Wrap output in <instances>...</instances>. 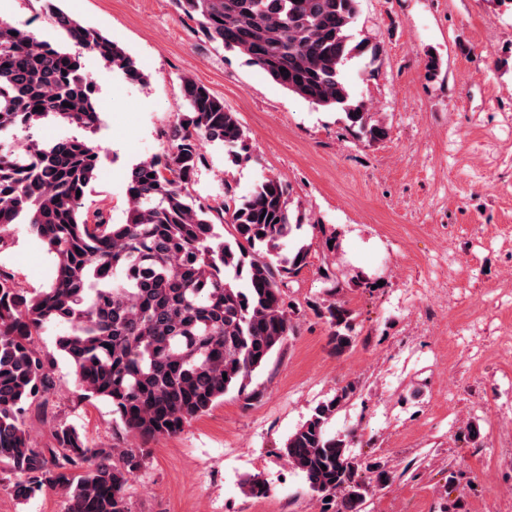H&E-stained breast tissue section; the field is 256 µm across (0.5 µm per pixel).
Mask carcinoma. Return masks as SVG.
Returning <instances> with one entry per match:
<instances>
[{"instance_id": "carcinoma-1", "label": "carcinoma", "mask_w": 512, "mask_h": 512, "mask_svg": "<svg viewBox=\"0 0 512 512\" xmlns=\"http://www.w3.org/2000/svg\"><path fill=\"white\" fill-rule=\"evenodd\" d=\"M208 37L248 56L278 85L320 107L343 111L369 144L389 128L355 98L344 79L354 57L379 58V48L352 33L358 0H175ZM67 46L42 41L24 26L0 20V142L45 121L81 133L52 142L29 140L23 151L0 149V245L12 224H28L54 261L50 285L31 294L0 269V464L23 476L13 486L28 497L63 491L68 512H128L125 487L142 458L112 462L110 445L88 446L73 426L54 430L40 447L25 428V406L53 385V355L36 339L65 324L56 348L71 364L82 396L112 406L125 429L143 438L179 432L230 392L245 401L261 392L255 375L293 333L295 314L282 286L307 266L311 245L297 241L302 217L290 212V190L266 178L240 198L200 203L192 185L199 142L248 155L247 135L224 101L191 77L182 79L187 112L165 132L171 152L142 161L128 179L127 218L110 224L85 208L96 179L99 147L88 137L100 123L95 82L82 64L89 51L132 83L146 76L123 47L54 7ZM285 72H280V69ZM69 106H63V103ZM341 353L354 344V310L334 299L314 306ZM227 377H222V374ZM356 392L349 383L319 402L285 444L290 464L333 512H362L371 466L350 442L327 431ZM251 497L264 479L243 484Z\"/></svg>"}]
</instances>
